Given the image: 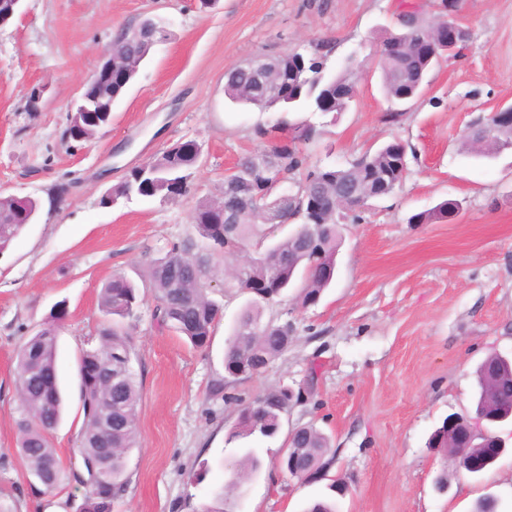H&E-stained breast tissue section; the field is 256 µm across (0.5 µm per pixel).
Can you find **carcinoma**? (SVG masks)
<instances>
[{
	"label": "carcinoma",
	"mask_w": 512,
	"mask_h": 512,
	"mask_svg": "<svg viewBox=\"0 0 512 512\" xmlns=\"http://www.w3.org/2000/svg\"><path fill=\"white\" fill-rule=\"evenodd\" d=\"M429 25L407 30L403 44L396 50L389 47L390 39L380 43L377 65L381 71L382 91L392 103H405L419 97L425 79L433 65L420 57L417 41L428 34ZM132 30H120L112 40L116 71L134 68L147 57L151 48L165 37L164 27L152 22L148 36L131 37ZM333 50L331 43L316 44L315 56L307 59L299 52H286L276 59L271 80L286 83L291 88L282 103L257 104L258 96L251 75L237 67L226 75L225 95L234 103L258 108L262 112L276 110L292 114L271 126L259 124L256 134L269 139L277 130L287 132L285 138L270 145L278 161L273 176H279L296 188L289 203V217L297 228L283 238H275L276 224L261 221L264 200H256L266 192L270 178L253 173L250 158L239 163L238 197L225 195L219 200L206 199L197 206L193 224L198 238L175 243L165 255L151 261L146 281L156 306L154 319L165 328L185 339L197 349L206 348L212 330L223 316V307L208 296V285L216 274L217 262L236 255L248 245L255 246V256L239 264L233 271L230 287L239 294L254 280H267L274 296L290 288L299 289L302 306L322 296L332 280L323 268L335 263L338 246L337 226L361 220V209L353 208L339 219L329 210L336 189L350 183L362 192L387 197L403 184L407 165L398 164L406 158V147L397 140L375 150H367L347 168L322 166L309 162L307 145L322 130L306 114H320L336 122V115L348 111L357 96V84L350 76L351 65L339 72H325L323 58ZM110 123L101 112H75L67 115L64 137L78 142L92 139ZM466 136L477 155L512 148V125H491ZM200 155L197 143L181 142L161 153L147 170H132L117 187L112 199L137 195L151 198L180 196L187 191L188 179ZM7 198L0 199V254L19 236L24 228L23 211L34 206ZM247 209L238 227L225 230L224 215L237 205ZM448 218V202L417 213L412 224H431ZM141 302L140 289L127 278L116 275L100 292L101 311L109 318L99 334V343L82 352L78 360L79 391L83 423L76 451L81 470L72 473L75 480L87 484L82 512H112V502L125 491L122 476L129 450L136 445L140 387L131 367L132 342L124 320L136 317ZM262 299H250L240 314L224 354V367L232 376L263 371L280 356L292 340L294 330L286 322L263 320ZM257 325L264 335L248 336L244 326ZM57 336L52 327L28 337L16 354V387L23 409L17 423V452L32 475L43 474L45 490L57 487L64 477L50 437L63 415V395L57 366ZM478 395L476 412L490 423L512 416V362L498 355L485 358L476 371ZM293 396L288 388L280 387L247 403L243 407V425L233 431L228 441L258 435L272 439L278 435L280 420L287 412ZM288 450L297 451L305 464L317 471L314 481L327 476L331 460L327 436L315 426L299 428ZM262 462L259 449L239 447L232 472L242 487L245 481L259 474ZM102 469L112 472V480L101 482L97 474Z\"/></svg>",
	"instance_id": "1"
}]
</instances>
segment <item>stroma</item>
<instances>
[{
	"label": "stroma",
	"instance_id": "1",
	"mask_svg": "<svg viewBox=\"0 0 512 512\" xmlns=\"http://www.w3.org/2000/svg\"><path fill=\"white\" fill-rule=\"evenodd\" d=\"M405 2L25 0L0 29V195L41 204L37 223L0 255V499L14 512H78L82 503L71 477L80 468L78 359L105 323V282L122 275L145 287L151 260L194 236L198 201L223 197L225 170L268 148L254 128L278 113L233 104L226 73L261 54H310L323 40L333 44L329 69L355 57L358 100L310 144L312 160L344 166L397 139L414 152L409 174L361 223L341 225L336 278L317 304L301 307L292 288L266 308L265 318L292 323L294 336L258 376L233 380L224 369L247 302L224 286L238 257L224 258L212 283L224 317L207 348L160 330L145 296L131 322L137 443L112 512H207L224 479L219 464L234 451L227 438L240 400L282 385L304 397L276 438L254 439L262 470L242 487L238 512H302L327 494L328 481H302L280 466L289 432L305 425L330 438L328 480L346 488L339 512H473L486 496L497 512H512V421L496 425L507 451L477 481L448 472L444 451L428 445L447 416L473 414L478 365L493 352L512 359V149L478 156L465 145L472 123L512 104V0H461L466 49L433 68L422 95L389 122L369 47L395 30ZM148 18L167 35L114 105L111 126L88 143L62 144L69 107L103 49ZM187 140L202 147L189 193L102 204L127 171ZM446 200L461 205L455 219L411 223ZM53 323L66 410L51 439L69 477L48 492L16 452L14 368L23 341ZM443 474L450 486L440 494Z\"/></svg>",
	"mask_w": 512,
	"mask_h": 512
}]
</instances>
